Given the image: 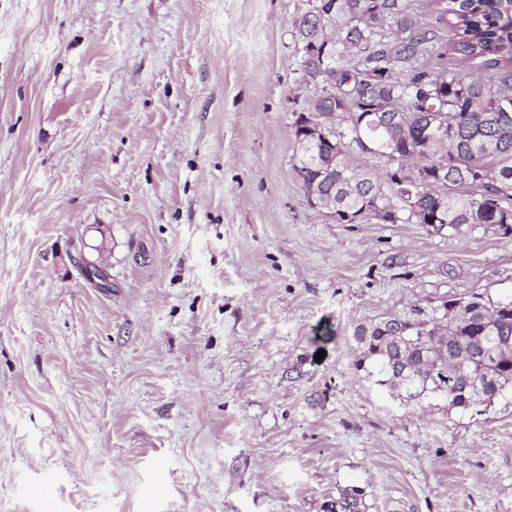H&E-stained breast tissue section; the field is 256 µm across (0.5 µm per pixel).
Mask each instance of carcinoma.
<instances>
[{"label": "carcinoma", "instance_id": "1", "mask_svg": "<svg viewBox=\"0 0 512 512\" xmlns=\"http://www.w3.org/2000/svg\"><path fill=\"white\" fill-rule=\"evenodd\" d=\"M320 9L293 22L303 79L322 74L335 90L311 114L336 109V125L319 151L294 163L297 180L318 183L336 199V217L354 224L397 221L413 202L424 223L457 234L474 224L512 231V0H438L450 18L454 50L466 70L419 69L442 49L402 0H317ZM404 113L406 128L393 122ZM447 118L435 135L430 125ZM385 162L383 171L351 164L354 151ZM356 369L377 376L407 405L437 396L448 408L490 405L512 389V300L480 294L446 296L425 311L413 307L360 323ZM324 512H365L363 490L341 489Z\"/></svg>", "mask_w": 512, "mask_h": 512}]
</instances>
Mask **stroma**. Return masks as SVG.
Returning a JSON list of instances; mask_svg holds the SVG:
<instances>
[{"label":"stroma","mask_w":512,"mask_h":512,"mask_svg":"<svg viewBox=\"0 0 512 512\" xmlns=\"http://www.w3.org/2000/svg\"><path fill=\"white\" fill-rule=\"evenodd\" d=\"M462 67L435 0H403ZM307 0H0V512H512V391L411 408L354 327L512 296V232L343 224L293 172ZM101 268L85 277L82 260ZM336 335L317 340L324 325ZM363 490L358 487L340 489L336 498H330L323 505L325 512H365Z\"/></svg>","instance_id":"1"}]
</instances>
